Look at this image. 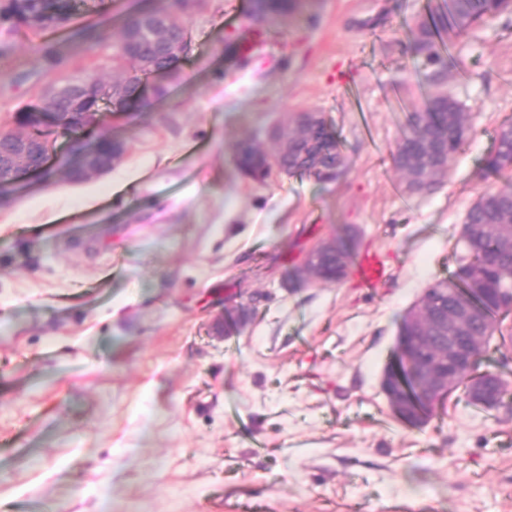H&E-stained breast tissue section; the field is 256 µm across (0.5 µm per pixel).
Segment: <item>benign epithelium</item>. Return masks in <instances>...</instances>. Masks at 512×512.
<instances>
[{"instance_id": "1", "label": "benign epithelium", "mask_w": 512, "mask_h": 512, "mask_svg": "<svg viewBox=\"0 0 512 512\" xmlns=\"http://www.w3.org/2000/svg\"><path fill=\"white\" fill-rule=\"evenodd\" d=\"M186 52L180 26L166 13L151 12L134 15L117 55L132 59L150 68L156 74H171L176 63ZM82 93V85L75 82H56L42 100L43 112L39 118L51 125H71L76 129L69 140L64 163L66 174L75 183L112 170L126 153L123 141L108 134L101 135L112 143V152L104 157L98 145H89L84 135L103 124L101 112H71L69 105ZM300 123L287 115L271 128L269 137L280 145L273 164L278 169L288 168L291 154L300 144L297 131ZM56 153L53 140L30 135L14 127L0 133V207L11 203L13 192L35 174L48 175L50 162ZM336 239L319 241L305 255L299 274L309 277V283L321 284L313 268L322 257L335 251ZM484 294L482 288H468L457 295L448 306H443L426 289L420 301L411 306L397 336L398 360L382 374L380 386L392 412L405 418L421 401L436 406L448 397L459 381L462 367L471 363L484 348L487 337L473 332L477 309L473 296ZM417 376L422 383L419 393L405 389L407 375ZM503 384L498 377L486 374L471 386V396L486 406L500 405Z\"/></svg>"}]
</instances>
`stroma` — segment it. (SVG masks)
Wrapping results in <instances>:
<instances>
[{
	"instance_id": "stroma-1",
	"label": "stroma",
	"mask_w": 512,
	"mask_h": 512,
	"mask_svg": "<svg viewBox=\"0 0 512 512\" xmlns=\"http://www.w3.org/2000/svg\"><path fill=\"white\" fill-rule=\"evenodd\" d=\"M423 0H306L248 58L225 49L251 0H78L98 46L26 33L0 42V127L52 80L44 52L123 80L112 44L138 8L190 37L146 103L106 113L126 142L112 171L69 183L61 163L0 208V512H512V394L455 392L425 425L380 389L405 312L457 267L485 159L512 122V11L451 37L441 91L469 135L447 179L407 191L392 160L431 87L408 27ZM315 110L333 125L335 179L235 167L240 141ZM352 237L387 278L312 286L318 240Z\"/></svg>"
}]
</instances>
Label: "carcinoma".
Masks as SVG:
<instances>
[{
  "label": "carcinoma",
  "instance_id": "1",
  "mask_svg": "<svg viewBox=\"0 0 512 512\" xmlns=\"http://www.w3.org/2000/svg\"><path fill=\"white\" fill-rule=\"evenodd\" d=\"M53 0H8V5L0 9V24L5 25L4 34L26 25L29 14H39L40 24L27 25L29 34L40 37L49 29L64 26L69 19L66 2L51 10ZM301 0H253L251 18L269 25L288 12L300 8ZM509 9L508 0H443L439 7V19L444 31L453 34L465 31L482 18H492ZM414 49L425 55L429 69L428 78L435 84L442 83L451 67L449 56L442 54L434 40L433 29L423 21L410 27ZM64 80L90 83L85 102L95 111H103L105 100L115 99L118 107L125 105L126 99H116L104 86L90 76H66ZM469 128L463 107L451 96L432 94L428 97L424 110L412 125L411 132L403 136L392 152L396 167L404 174L406 188H411L419 176L417 158H425L431 165L440 169V177L449 171V163L464 144ZM304 151L308 157L291 164L288 174L300 173L321 175L331 178L344 165L332 125L320 122L304 129ZM260 149L248 147L236 149L235 162L238 169L255 180L265 179L271 167L256 159ZM485 168L496 174L512 172V123L503 124L496 130L493 150L486 159ZM477 224H512V179L507 178L497 188L484 192L467 211L461 232L471 234ZM512 261V255L502 251L499 236L488 232L474 239L471 247L457 261V268L449 279H439L437 284L448 289V298L460 294L468 288H488L499 292L506 288L499 276L500 265ZM340 259L327 255L323 258L319 273L328 281H338ZM478 312L484 315L497 314L503 317L512 313V305L486 296L477 298Z\"/></svg>",
  "mask_w": 512,
  "mask_h": 512
}]
</instances>
